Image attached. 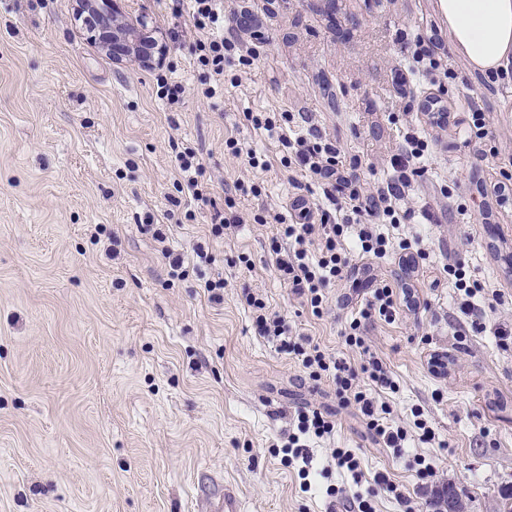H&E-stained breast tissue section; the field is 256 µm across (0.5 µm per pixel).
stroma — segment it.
<instances>
[{
    "label": "stroma",
    "instance_id": "stroma-1",
    "mask_svg": "<svg viewBox=\"0 0 512 512\" xmlns=\"http://www.w3.org/2000/svg\"><path fill=\"white\" fill-rule=\"evenodd\" d=\"M225 17L248 8L238 32L249 64L217 75L194 54L206 31L174 17L171 0H125L169 53L162 66L118 64L77 15V0H0V512H208L221 494L237 512H330L328 486L367 490L386 473L416 512H435L433 490L454 485L467 512H499L512 489V207L481 186L498 179L467 136L474 95L502 149L512 155V79L485 87L457 55L444 90L398 84L413 34L449 41L439 0H223ZM181 82L178 103L157 95V76ZM213 97H204L206 88ZM440 96L450 125L432 130L428 172L399 206L412 217L381 225L393 244L421 234L425 258L413 285L415 311L369 323L366 341L396 391L379 390L407 432L401 454L372 440L355 409L339 408L331 381L311 382L297 363L258 336L245 296L261 294L293 333L359 366L340 331L368 299L362 266L329 290L312 314L274 271L276 216L293 202L332 210L323 187L285 167L277 137L254 130L251 112L303 114L346 159L365 163V191L385 186L407 129L426 128L420 104ZM236 138L268 161L252 169L231 156ZM199 151L211 201H196L177 160ZM260 194H253L252 186ZM234 208H226V199ZM233 211V237L211 234ZM168 224L166 241L153 227ZM208 246L201 273L174 276L164 250L192 256ZM462 263L481 283L486 328L456 334L460 293L443 274ZM224 279L209 302L201 277ZM447 356L437 374L430 355ZM337 412L335 434L313 441L308 478L273 448L296 409ZM420 408L433 429L423 440ZM349 448L361 481L329 464ZM433 462L422 486L417 459Z\"/></svg>",
    "mask_w": 512,
    "mask_h": 512
}]
</instances>
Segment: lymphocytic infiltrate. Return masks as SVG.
Masks as SVG:
<instances>
[{"mask_svg": "<svg viewBox=\"0 0 512 512\" xmlns=\"http://www.w3.org/2000/svg\"><path fill=\"white\" fill-rule=\"evenodd\" d=\"M191 3L194 27L212 32L211 38L198 42L197 61L213 73L223 74L225 61L239 54L240 44L237 39L217 33L224 22L219 0H191ZM439 48L438 36H416L409 64L411 74L442 81L453 77L454 72L447 68ZM251 122L254 128L277 133L288 153L289 164L325 181L324 195L328 200H335L339 195L345 199V212L339 218L326 211L317 214L311 207L301 206L299 222L281 225L272 248L279 278L300 304L309 306L314 315H321L329 288L343 280L351 267V259L342 247L347 234H354L363 259H382L392 251V242L377 232L375 226L400 223L402 215L396 203L410 187L412 177L422 174L421 162L429 150V141L416 133H406L401 153L390 161L394 179L377 193L366 195L358 186L356 174L345 171L341 150L336 144L313 132L305 135L292 132V113L283 112L276 118L256 114ZM372 284L365 308L347 323L343 332L346 345L360 350L363 356L357 368L326 353L312 340L293 338L285 319L270 311L259 295L248 294L246 301L253 310L258 336L275 343L279 352L294 359L309 379H332L338 406L355 407L372 438L382 447L398 453L407 432L388 422L389 407L378 404L369 392L373 386L392 391L396 385L384 361L366 343V323L374 317L388 323L395 321L401 309H417L419 302L411 289L399 290L378 278L373 279ZM295 415L296 430L281 446V462L287 466L297 465L299 475L305 477L312 464L308 443L330 437L336 428V415L315 407L296 410Z\"/></svg>", "mask_w": 512, "mask_h": 512, "instance_id": "f902f5d3", "label": "lymphocytic infiltrate"}]
</instances>
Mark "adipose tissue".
Masks as SVG:
<instances>
[{"mask_svg":"<svg viewBox=\"0 0 512 512\" xmlns=\"http://www.w3.org/2000/svg\"><path fill=\"white\" fill-rule=\"evenodd\" d=\"M453 52L489 72L512 64V0H441Z\"/></svg>","mask_w":512,"mask_h":512,"instance_id":"1","label":"adipose tissue"}]
</instances>
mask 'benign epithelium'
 I'll return each instance as SVG.
<instances>
[{"label":"benign epithelium","mask_w":512,"mask_h":512,"mask_svg":"<svg viewBox=\"0 0 512 512\" xmlns=\"http://www.w3.org/2000/svg\"><path fill=\"white\" fill-rule=\"evenodd\" d=\"M120 2L122 0H81L80 10L85 13L86 27L92 32L99 31L95 38L112 60L136 62L145 68L160 64L166 54L165 46L141 34L145 21H130Z\"/></svg>","instance_id":"1"}]
</instances>
